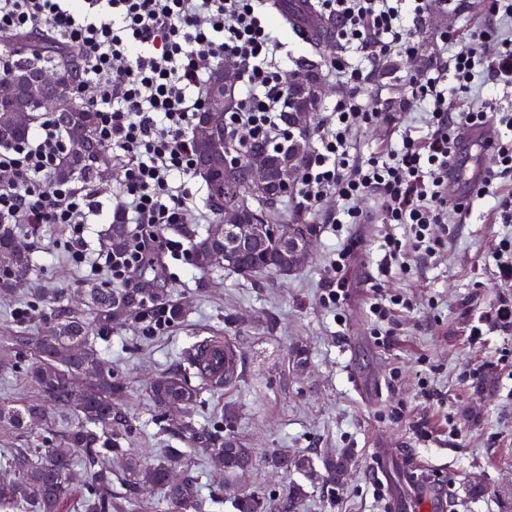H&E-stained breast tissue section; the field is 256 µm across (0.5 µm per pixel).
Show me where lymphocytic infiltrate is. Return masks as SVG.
<instances>
[{"mask_svg": "<svg viewBox=\"0 0 512 512\" xmlns=\"http://www.w3.org/2000/svg\"><path fill=\"white\" fill-rule=\"evenodd\" d=\"M436 0H318L336 20L343 47L374 59L419 54V30ZM263 0H0V38L39 31L76 49L77 95L97 112L96 136L115 153L121 169L122 212L136 226L124 249L91 252L85 226L101 204L93 189L50 178L69 142L52 117L41 119L25 141L0 146V223L64 224L71 261L105 270L132 283L145 263L188 258L183 241L166 236L174 225L203 221L190 184L195 175L193 130L203 104L209 68L224 58L240 64V98L225 114L226 133H244L276 146L286 139L287 71L277 60L281 44L262 12ZM451 54L439 76L409 75L404 91L429 126L426 136L363 158L353 152L352 130L380 116L362 95L361 68L336 58L329 75L342 87L324 116L302 172L297 195L317 208L330 195L344 200L373 194L388 224L408 225L417 247L438 252L448 209V170L457 161L458 129L468 124L502 127L496 161L471 202L496 189L489 217L512 223V117L455 105L444 86L453 79L461 93L512 88V30L475 26L450 30Z\"/></svg>", "mask_w": 512, "mask_h": 512, "instance_id": "1", "label": "lymphocytic infiltrate"}]
</instances>
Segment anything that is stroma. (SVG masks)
I'll return each mask as SVG.
<instances>
[{"mask_svg": "<svg viewBox=\"0 0 512 512\" xmlns=\"http://www.w3.org/2000/svg\"><path fill=\"white\" fill-rule=\"evenodd\" d=\"M480 19L466 5L434 8L419 33L422 50L409 59L378 62L356 49L340 50L337 40H330L329 53L343 51L349 63L369 72L362 94L384 114L382 121L353 133L359 155L398 143L407 131L426 134L422 114L407 105L404 80L414 73L434 75L444 53L442 34L468 29ZM119 183L115 174L92 184L103 204L102 215L87 227L92 250L102 247ZM493 203L488 196L475 202L471 214L449 212L444 245L429 256L414 249L408 227L383 223L373 195L349 202L363 211L365 223L333 224L329 218L342 206L336 196L309 210L292 194L290 213L319 231L306 262L290 275L242 277L229 270L205 275L198 266L169 260L166 287L186 311L181 321L155 331L135 311L108 335L90 338L102 363L127 387L118 407L129 414L139 455L150 464L164 448H181L202 494L214 502L210 512H234L231 498L238 489L276 499L296 486L301 489L297 512H386L371 486L372 450L380 445L435 464L440 477H453L446 512H512V329L492 320L500 299H512V286L500 283L493 259L500 240L512 237V223L487 219ZM388 232L400 239L404 264L384 261L378 238ZM22 235L31 247L32 270L25 284L0 294V328L17 327L18 308L35 304L49 318L60 305L83 308L85 286L111 287L105 275H91L69 261L59 226L35 231L26 226ZM344 248L349 255L338 272L334 263ZM338 277L346 300L336 309L322 297ZM377 290L409 302L396 308L387 324L393 336L388 346L378 341L369 310ZM477 320L483 336L473 343L469 327ZM211 336L236 347L242 376L222 392H203L194 418L206 427L219 426L226 409L236 410L235 428L254 456L252 468L224 479L215 476L204 449L181 447L175 436L160 432L147 393L156 374L178 368L192 345ZM450 419L457 426L453 435L446 426ZM76 421L71 411L53 407L41 424L20 430L0 426V450L32 446ZM423 422L432 431L427 442L416 432ZM279 452L308 456L313 466L268 467L267 457ZM339 454L351 462L343 483L334 487L323 478L324 462Z\"/></svg>", "mask_w": 512, "mask_h": 512, "instance_id": "obj_1", "label": "stroma"}]
</instances>
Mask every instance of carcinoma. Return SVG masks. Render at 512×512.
<instances>
[{"label": "carcinoma", "instance_id": "obj_1", "mask_svg": "<svg viewBox=\"0 0 512 512\" xmlns=\"http://www.w3.org/2000/svg\"><path fill=\"white\" fill-rule=\"evenodd\" d=\"M291 30L307 39L310 52L322 56L323 48L336 28V21L313 16L308 23L299 21L296 7L289 0H270ZM14 52L19 63L10 75L30 73L45 64L62 66L77 59L76 53L49 38L27 36L15 41ZM15 90L8 77H0V144L25 140L31 126L13 125L9 109L13 106ZM70 122L63 126L67 139L74 149L68 151L54 173V181L69 182L73 179H103L108 168L99 160L103 147L96 137L98 115L90 107L79 104ZM214 143L203 147L193 143L196 172L208 191L210 209L217 219H222L224 206L241 211L249 224H282L286 220L285 198L260 195L252 191L243 172H227L224 165L212 160L215 152L224 146H233L224 131V116L214 123ZM243 163L253 157L274 159L280 152L270 148L267 142L254 140L242 147ZM130 237L129 225L124 215L115 216L105 233L104 247L119 249ZM277 241L264 236L237 265L229 270L251 277L257 274L279 275L278 263L271 260L277 249ZM193 248L207 273L224 268V241L206 235L193 243ZM11 255L9 265L0 268V290L13 286L15 274L28 275L31 257L23 239L9 224H0V254ZM87 310L75 312L61 308L53 319L43 324L33 335L25 329L0 338V364L6 365L15 357L30 360L31 378L44 402L18 404L0 402V424L21 427L28 420L41 419L45 415V403L73 411L79 420L76 425L41 442L36 448H9L0 454V467L13 473V478L0 481V512H65L68 500L74 492L84 487L80 498L81 512H122L126 505L112 493V467L109 458L122 462L121 480L129 488L141 482L160 490L168 512H207L208 499L202 496L198 477L186 474L181 482L172 483L168 476L172 466L181 460V451L169 449L168 455L149 468L142 467L138 457L131 453L134 438L127 415L112 405V399L123 392V386L112 377V371L104 369L97 354L89 344V336L96 329L108 330L122 321L131 309L141 303L137 288L118 292L111 288L87 289ZM154 298L161 302L171 322L183 317L180 303L168 299L164 289L155 290ZM187 368L158 375L151 383L149 396L158 410L156 424L166 427L170 417H181L172 434L193 447L209 451L217 470L236 474L253 464L251 449L232 430L231 413L226 417V431L211 430L196 424L191 410L199 401L202 390H220L238 377V369L215 376L205 360L193 351L186 355ZM85 376L84 389L77 393L72 381ZM199 383L194 385L190 377ZM267 463L282 470H310L312 463L304 455L288 456L275 453ZM350 459L342 455L325 462L327 477L340 482L347 475ZM235 512H266L267 503L257 490L242 491L234 496Z\"/></svg>", "mask_w": 512, "mask_h": 512}]
</instances>
